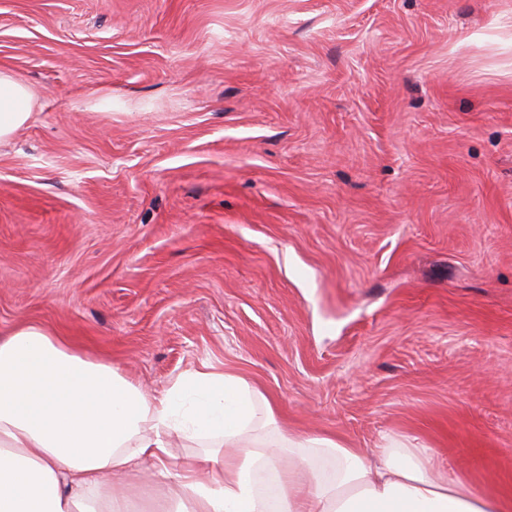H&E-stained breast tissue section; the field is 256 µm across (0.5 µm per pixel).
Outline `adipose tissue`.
Here are the masks:
<instances>
[{"label":"adipose tissue","instance_id":"adipose-tissue-1","mask_svg":"<svg viewBox=\"0 0 512 512\" xmlns=\"http://www.w3.org/2000/svg\"><path fill=\"white\" fill-rule=\"evenodd\" d=\"M34 92L0 71V141L32 117ZM268 400L230 373L178 376L149 399L119 370L43 326L0 337V512H512L434 471L427 449L385 438L376 461L326 436L275 428ZM204 445L175 461L170 439ZM143 474L139 502L107 487ZM175 476L176 504L154 503L156 477Z\"/></svg>","mask_w":512,"mask_h":512}]
</instances>
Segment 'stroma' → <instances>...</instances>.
Here are the masks:
<instances>
[{
    "label": "stroma",
    "instance_id": "1",
    "mask_svg": "<svg viewBox=\"0 0 512 512\" xmlns=\"http://www.w3.org/2000/svg\"><path fill=\"white\" fill-rule=\"evenodd\" d=\"M0 336L512 494V0H0ZM35 93L20 79L0 71V141L9 139L32 117Z\"/></svg>",
    "mask_w": 512,
    "mask_h": 512
}]
</instances>
